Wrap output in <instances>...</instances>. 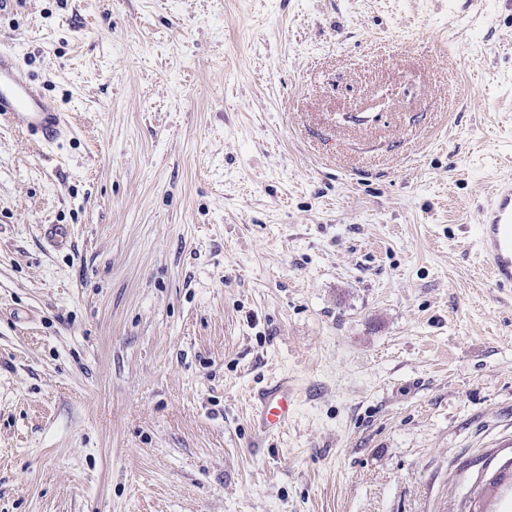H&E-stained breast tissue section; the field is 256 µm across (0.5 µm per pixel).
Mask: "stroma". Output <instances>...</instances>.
<instances>
[{"instance_id":"obj_1","label":"stroma","mask_w":512,"mask_h":512,"mask_svg":"<svg viewBox=\"0 0 512 512\" xmlns=\"http://www.w3.org/2000/svg\"><path fill=\"white\" fill-rule=\"evenodd\" d=\"M0 48L71 125L0 122V512H448L512 459V0H8ZM475 237L492 270L495 288L512 294V181L502 183L481 212ZM297 390L281 379L260 389L254 396L259 429L265 433L280 432L288 425L297 400Z\"/></svg>"}]
</instances>
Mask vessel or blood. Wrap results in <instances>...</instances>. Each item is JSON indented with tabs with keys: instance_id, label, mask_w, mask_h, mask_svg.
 Segmentation results:
<instances>
[{
	"instance_id": "b4317fda",
	"label": "vessel or blood",
	"mask_w": 512,
	"mask_h": 512,
	"mask_svg": "<svg viewBox=\"0 0 512 512\" xmlns=\"http://www.w3.org/2000/svg\"><path fill=\"white\" fill-rule=\"evenodd\" d=\"M0 118L36 136L44 145L58 143L69 127L62 112L49 105L29 84L13 53L0 50ZM476 244L492 270L499 291L512 294V181L502 183L481 212L475 227ZM297 400L295 387L285 379L260 389L257 422L265 433L284 429Z\"/></svg>"
}]
</instances>
